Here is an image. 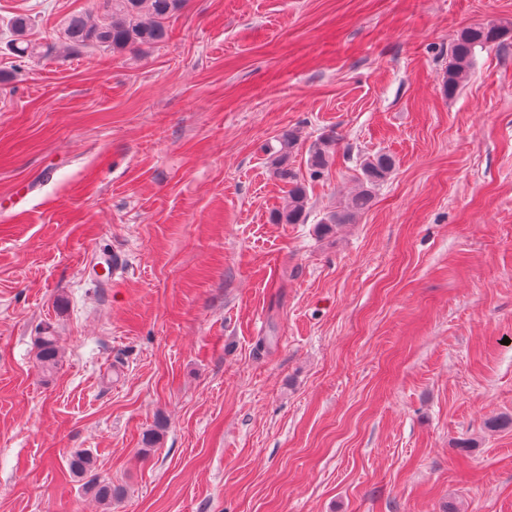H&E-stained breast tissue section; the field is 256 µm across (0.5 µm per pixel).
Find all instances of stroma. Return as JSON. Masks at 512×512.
I'll return each instance as SVG.
<instances>
[{
  "label": "stroma",
  "mask_w": 512,
  "mask_h": 512,
  "mask_svg": "<svg viewBox=\"0 0 512 512\" xmlns=\"http://www.w3.org/2000/svg\"><path fill=\"white\" fill-rule=\"evenodd\" d=\"M75 11L0 0V512H512V0H186L159 47L54 52ZM331 130L276 223L267 147L302 174ZM29 25V18L25 15L14 16L9 22V32L13 37L10 40L12 49L20 57H31L38 52L36 46L25 39ZM509 31L491 21L465 27L451 47V62L444 74V86L455 91L466 80L472 63L474 49L495 42ZM277 142L279 147L273 148L270 153L276 175L288 184V199L277 212L276 221L281 224H297L302 220L309 204L305 185L298 180L297 173L288 164L297 146V138L292 132H288L282 134ZM336 146V134L324 136L319 145L312 149L307 160V169L311 181L319 180L324 176L330 165V158ZM394 167V160L390 155L379 154L365 158L361 169L366 183L375 185L383 181ZM371 195L369 189L362 188L352 199L346 210L333 212L319 224L322 229H328L332 224H347L354 211L363 210L369 203ZM59 358L56 336H40L38 361L42 372L50 373L56 369Z\"/></svg>",
  "instance_id": "stroma-1"
}]
</instances>
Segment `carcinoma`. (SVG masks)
Instances as JSON below:
<instances>
[{"mask_svg": "<svg viewBox=\"0 0 512 512\" xmlns=\"http://www.w3.org/2000/svg\"><path fill=\"white\" fill-rule=\"evenodd\" d=\"M185 0H103L102 21L88 22L84 14L72 13L63 28V48L70 54H78L89 46L122 52L128 49L140 50L158 46L169 39L170 19L183 7ZM29 18L16 15L9 22L12 35V49L20 57H31L37 53L36 46L25 39ZM509 29L491 21L465 27L451 47V62L444 74V86L448 91L456 90L466 80L472 63L474 49L495 42ZM279 147L271 151L276 175L288 184V199L276 214L281 224H298L306 213L309 199L305 185L298 180L297 173L289 167L288 160L297 146V138L284 133L278 139ZM336 146V135L324 136L319 145L312 149L307 160L309 179L316 181L324 176L330 165V158ZM394 167V160L387 154L365 158L361 169L366 183L375 185L383 181ZM371 199L369 189H361L347 209L328 215L320 224L327 229L334 224L348 222L352 213L364 209ZM38 361L42 371L50 373L59 363V349L54 336L39 337ZM96 461L84 451L75 452L69 467L77 476H88V489L100 501H112L117 494L109 483L92 478Z\"/></svg>", "mask_w": 512, "mask_h": 512, "instance_id": "cac0c4a2", "label": "carcinoma"}]
</instances>
